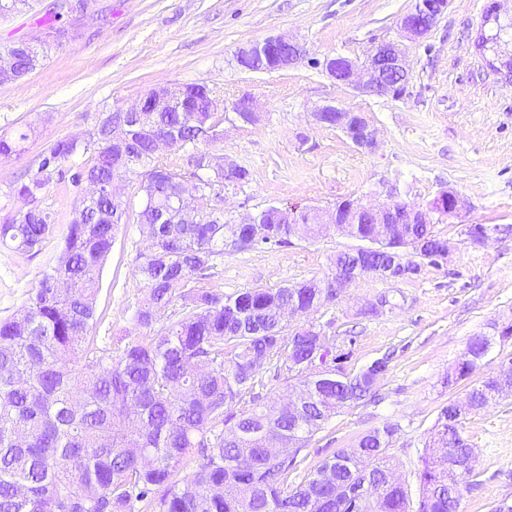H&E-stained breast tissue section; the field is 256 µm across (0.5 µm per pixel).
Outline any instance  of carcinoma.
Instances as JSON below:
<instances>
[{
    "label": "carcinoma",
    "mask_w": 512,
    "mask_h": 512,
    "mask_svg": "<svg viewBox=\"0 0 512 512\" xmlns=\"http://www.w3.org/2000/svg\"><path fill=\"white\" fill-rule=\"evenodd\" d=\"M170 139L172 164L156 140ZM21 133L0 136V160L20 151ZM224 139V113L207 87L189 84L178 108L146 112L136 126L118 113L102 115L86 141L60 140L38 170L11 196L27 208L0 223V243L35 254L52 230V212L38 205L59 166L76 164L101 192L82 199L64 245L43 270L27 305L0 321V512H459L464 473L449 459L463 416L446 408L439 418L446 446L433 443L419 473L420 493L388 481L386 454L395 428L365 432L356 447L325 459L303 483L288 489L295 457L337 411L373 394L388 367L379 358L327 385L303 369L315 336L289 332L281 311L294 301L329 298L314 281L249 288L224 295L213 278L224 254L284 247L316 238L301 212L281 222L275 206L256 210L255 223L224 219V189L250 181L212 165L210 148ZM138 184L135 213L110 192L117 179ZM196 182L191 200L181 185ZM150 240L137 273L146 290L134 313L141 338L114 350L94 343L100 269L116 234L130 221ZM412 232L428 246L442 237L429 224ZM399 242L370 254L360 277L383 278ZM179 310L168 313L175 301ZM490 348L473 337L454 374L464 380ZM294 372L308 399L288 413L277 398L244 400L268 365ZM499 396L491 378L468 395L473 411ZM287 446L277 456L269 448ZM192 471L179 476L183 464Z\"/></svg>",
    "instance_id": "cac0c4a2"
}]
</instances>
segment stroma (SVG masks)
Wrapping results in <instances>:
<instances>
[{
	"label": "stroma",
	"instance_id": "35a3bbf8",
	"mask_svg": "<svg viewBox=\"0 0 512 512\" xmlns=\"http://www.w3.org/2000/svg\"><path fill=\"white\" fill-rule=\"evenodd\" d=\"M49 2L30 0L26 11L0 18V50L24 40L44 51L24 79L0 84V135H28L19 155L0 161V202L9 211L23 208L11 190L37 171L54 142L87 140L99 113L130 107L160 85L190 83L229 103L253 97L262 111L255 127H226L216 147L251 172L249 183L225 191V217L269 204L325 208L350 198L381 205L395 184L407 188L404 202L417 207L448 188L460 194L458 215L432 223L453 244L442 266L423 267L411 279L363 278L307 319L334 337L332 353L344 356L346 370L382 357L389 363L374 398L340 411L300 451L289 486L364 432L391 425L393 474L418 494L442 409L512 358V338L499 337L502 326L512 325V86L474 45L490 0H451L427 38L406 43L410 74L397 96L358 94L331 79L320 62L361 60L378 43L398 39L397 22L415 0H95L94 12L80 20L62 17L66 34L57 38L39 23ZM276 34L304 43L309 62L272 73L237 66L238 47ZM325 103L364 113L378 130L379 149L361 151L341 132L313 125L311 109ZM63 170L42 194L56 222L41 251L0 245L1 320L27 304L64 243L81 190L70 183L73 166ZM477 224L490 233L486 243L468 237ZM353 244L332 230L287 247L230 252L218 289L231 294L321 280L332 256ZM147 248L138 224L124 225L100 270L97 313L110 341L140 334L133 314L145 291L136 268ZM381 298L382 311L366 313ZM476 336L492 340L483 365L470 379L447 384ZM461 435L475 450V473L464 479L459 512L512 504V396L468 415Z\"/></svg>",
	"mask_w": 512,
	"mask_h": 512
}]
</instances>
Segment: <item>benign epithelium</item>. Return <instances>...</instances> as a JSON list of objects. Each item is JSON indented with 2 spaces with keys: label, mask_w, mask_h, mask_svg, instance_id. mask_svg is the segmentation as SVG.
Wrapping results in <instances>:
<instances>
[{
  "label": "benign epithelium",
  "mask_w": 512,
  "mask_h": 512,
  "mask_svg": "<svg viewBox=\"0 0 512 512\" xmlns=\"http://www.w3.org/2000/svg\"><path fill=\"white\" fill-rule=\"evenodd\" d=\"M450 0H415L413 8L403 15L398 28L403 38L410 42H418L426 38L439 18L447 11ZM280 55L281 64L290 68L304 60L308 51L304 44L286 35H273L262 41L248 43L236 52L238 66L249 71L247 62L253 58L267 55ZM325 72L337 83L347 86L359 94L369 96L395 95L403 87L409 76L405 50L395 42H384L373 47L363 62L353 61L343 56L330 57L323 61ZM394 72L402 76V81L391 83L385 79V74ZM178 98L172 87H157L147 93L136 105L121 109L124 116L137 118L143 112H160L176 105ZM229 111L234 116L226 122L234 128L245 129L261 121L262 112L253 98L243 96L237 99ZM310 117L314 124L331 127L341 132L351 143L361 151L373 153L378 150L380 142L378 130L361 112H354L333 104H323L316 107ZM390 202L383 205L361 203L357 200H343L329 208L305 207L303 215L305 222L317 225L318 232L329 228L348 238L355 239L354 230L359 213L364 212L371 218L373 229L363 243L351 247L357 257L366 256L377 247L385 245L392 237L399 236L407 242L410 252L423 250L425 244L407 232L409 224H430L432 214L452 218L462 207V199L453 189L441 191L426 208L403 209V218H396L400 207L397 198L400 190L392 187L388 191ZM357 274H345L334 268L325 280L324 287L332 289L336 297L344 296Z\"/></svg>",
  "instance_id": "1"
}]
</instances>
